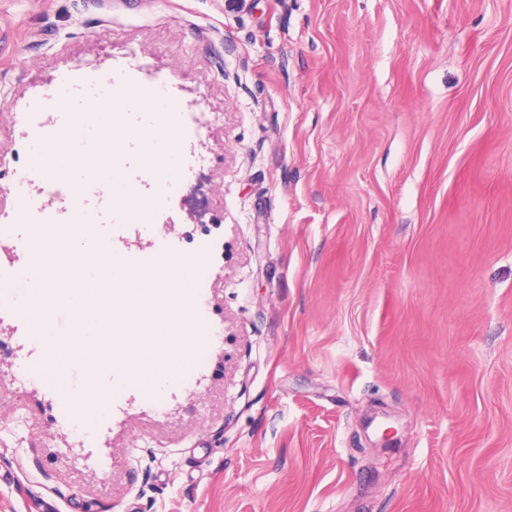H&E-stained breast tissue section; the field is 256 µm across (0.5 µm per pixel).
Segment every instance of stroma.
Wrapping results in <instances>:
<instances>
[{
	"instance_id": "stroma-1",
	"label": "stroma",
	"mask_w": 512,
	"mask_h": 512,
	"mask_svg": "<svg viewBox=\"0 0 512 512\" xmlns=\"http://www.w3.org/2000/svg\"><path fill=\"white\" fill-rule=\"evenodd\" d=\"M141 58L208 121L177 146L205 215L188 183L155 222L224 341L162 410L113 394L86 449L0 315V512H512V0H0V223L29 106ZM66 176L126 250L110 182Z\"/></svg>"
}]
</instances>
